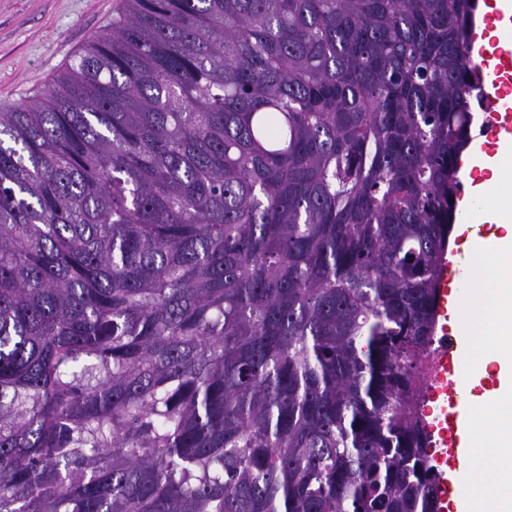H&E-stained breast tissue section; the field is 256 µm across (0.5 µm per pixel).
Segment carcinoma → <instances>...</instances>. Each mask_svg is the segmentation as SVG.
I'll use <instances>...</instances> for the list:
<instances>
[{"mask_svg": "<svg viewBox=\"0 0 512 512\" xmlns=\"http://www.w3.org/2000/svg\"><path fill=\"white\" fill-rule=\"evenodd\" d=\"M475 10L123 0L0 112V512H440ZM469 225L470 224L461 223L459 214L458 219L454 224V230L451 237V246L448 253V260L444 261L441 272L439 284V307L441 306V304L448 307V293L450 292L451 287L454 286L453 283L448 282V279H451L454 276L459 277L460 283V288H457V300L460 301L462 299L464 293L466 270L460 268L458 262L453 264L452 262L448 263V261H458L460 258H466L468 254H472L471 252L466 253L465 251L462 250V242L460 241L462 238H466L467 236H475L474 231L470 229ZM452 252L461 253V255L452 256ZM453 338L452 336L445 335L443 327L440 329V334H438L437 328L435 329V335L433 336V343L430 347V351L426 356L425 367L428 374V385L429 387H437L441 390L442 398H438L436 401H433V405L431 408L428 405H423L422 413L425 419L427 417H432L431 432H432V445L435 448V462L437 464V468L439 469L441 461V455L443 451L441 448H447L446 445L442 443V439L440 433L444 429H448V412L452 411L448 408V396L457 403L460 402L463 405H466L464 392L461 388H452L448 390V380L452 379L451 376H446V381L443 383L441 381L440 370L437 368V355L441 348L448 343L449 339ZM427 421V419H426ZM435 431H437V436L439 439H434Z\"/></svg>", "mask_w": 512, "mask_h": 512, "instance_id": "cac0c4a2", "label": "carcinoma"}]
</instances>
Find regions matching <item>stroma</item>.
I'll return each mask as SVG.
<instances>
[{
  "label": "stroma",
  "instance_id": "obj_1",
  "mask_svg": "<svg viewBox=\"0 0 512 512\" xmlns=\"http://www.w3.org/2000/svg\"><path fill=\"white\" fill-rule=\"evenodd\" d=\"M121 0H0V112L25 104L68 65L72 57L119 16ZM500 26L477 58L485 85L497 71L512 73V9L493 13L486 28ZM512 156V127L495 144L474 138L462 157L461 199L476 203L478 187L490 166Z\"/></svg>",
  "mask_w": 512,
  "mask_h": 512
}]
</instances>
